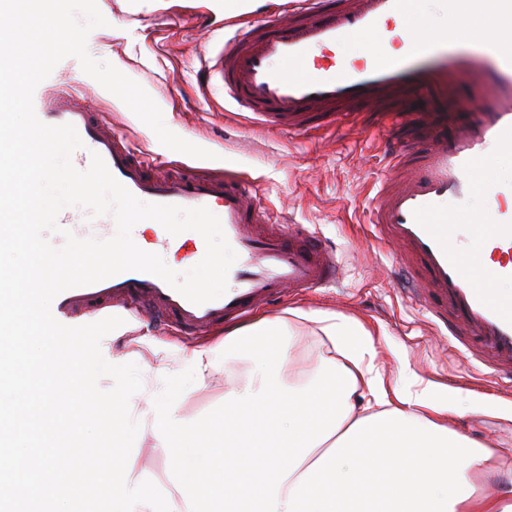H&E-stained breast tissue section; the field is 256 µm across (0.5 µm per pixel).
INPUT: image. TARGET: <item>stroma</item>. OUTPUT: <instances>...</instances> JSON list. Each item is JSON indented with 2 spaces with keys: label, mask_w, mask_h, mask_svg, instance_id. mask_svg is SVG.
I'll list each match as a JSON object with an SVG mask.
<instances>
[{
  "label": "stroma",
  "mask_w": 512,
  "mask_h": 512,
  "mask_svg": "<svg viewBox=\"0 0 512 512\" xmlns=\"http://www.w3.org/2000/svg\"><path fill=\"white\" fill-rule=\"evenodd\" d=\"M225 0H97L106 20L87 39L89 53L109 61L138 82L160 107L166 126L185 140L218 155L224 169L249 178L257 201L276 223L295 224L336 250L344 266L339 284L318 288L254 311L273 319L289 308L336 311L361 320L380 350L379 364L395 383L410 376L447 388L458 403L452 428L498 449L496 465L512 478V420L473 414L469 402L512 403V385L452 342L428 308L415 304L397 285L395 248L379 244L369 223L376 192L387 173L383 142L387 128L361 132L329 125L302 134L263 126L221 92L207 89L204 59L217 54L236 27ZM42 88H64L104 114L156 171L196 165V158L162 146L153 131L115 95L83 72L79 61L62 60ZM116 338L104 337L105 360L136 364L142 388L130 411L139 415L147 401L179 385L178 414L200 418L217 409L224 396V371L216 369L197 386L186 358L202 338L223 336L217 327L186 335L130 317ZM131 454L140 479L169 492V461L151 429L140 430Z\"/></svg>",
  "instance_id": "obj_1"
}]
</instances>
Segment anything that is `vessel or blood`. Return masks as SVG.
I'll return each mask as SVG.
<instances>
[{
  "instance_id": "obj_1",
  "label": "vessel or blood",
  "mask_w": 512,
  "mask_h": 512,
  "mask_svg": "<svg viewBox=\"0 0 512 512\" xmlns=\"http://www.w3.org/2000/svg\"><path fill=\"white\" fill-rule=\"evenodd\" d=\"M411 4L290 0L280 18L237 29L208 72L261 124L291 133L311 128L319 116L349 128L362 112L414 127L417 139L396 135L385 148L389 172L370 211L374 236L400 250L402 263L422 269L423 280L412 287L447 322L450 335L471 343L498 375L512 379V294L489 287L512 278V185L489 184L494 211L470 218L474 237L502 254L497 266L473 261L448 228L455 204L477 193L488 149L512 154V0H440L450 32L436 38L404 25ZM362 35L376 36L375 53L346 60L347 48ZM33 103L42 122L76 129L84 143L74 153L77 169H87L96 153L138 199L208 208L237 254L227 292L213 301L193 304L157 276L125 271L59 294L52 313L60 323L103 319L120 306L193 334L239 320L283 291L338 279L335 252L310 234H286L257 204L248 178L194 168L156 177L101 113L71 92L53 90ZM58 224L80 238L111 233L110 225L85 224L67 211Z\"/></svg>"
}]
</instances>
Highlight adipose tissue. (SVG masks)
<instances>
[{
	"instance_id": "obj_1",
	"label": "adipose tissue",
	"mask_w": 512,
	"mask_h": 512,
	"mask_svg": "<svg viewBox=\"0 0 512 512\" xmlns=\"http://www.w3.org/2000/svg\"><path fill=\"white\" fill-rule=\"evenodd\" d=\"M297 320L326 344L314 368L294 373ZM220 357L223 414L181 418L171 393L147 409L161 416L177 512H512L493 450L449 428L453 398L417 377L387 381L358 320L293 309L230 328L192 350L197 383ZM477 475L496 493L477 492Z\"/></svg>"
}]
</instances>
